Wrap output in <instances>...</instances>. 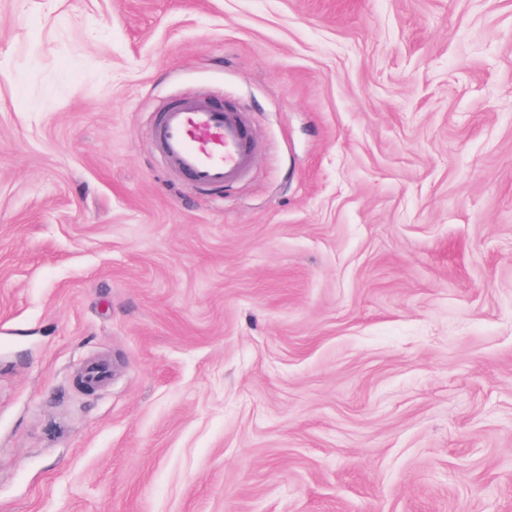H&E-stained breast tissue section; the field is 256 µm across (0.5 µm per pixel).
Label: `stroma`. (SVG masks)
Returning a JSON list of instances; mask_svg holds the SVG:
<instances>
[{"label": "stroma", "mask_w": 512, "mask_h": 512, "mask_svg": "<svg viewBox=\"0 0 512 512\" xmlns=\"http://www.w3.org/2000/svg\"><path fill=\"white\" fill-rule=\"evenodd\" d=\"M0 512H512V0H0ZM153 139L175 172L206 191H224L255 160L246 113L204 97L176 101L160 112Z\"/></svg>", "instance_id": "35a3bbf8"}]
</instances>
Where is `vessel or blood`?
Listing matches in <instances>:
<instances>
[{
	"label": "vessel or blood",
	"instance_id": "vessel-or-blood-1",
	"mask_svg": "<svg viewBox=\"0 0 512 512\" xmlns=\"http://www.w3.org/2000/svg\"><path fill=\"white\" fill-rule=\"evenodd\" d=\"M153 139L175 172L206 191L231 186L255 160L246 113L203 97L176 101L160 112Z\"/></svg>",
	"mask_w": 512,
	"mask_h": 512
}]
</instances>
